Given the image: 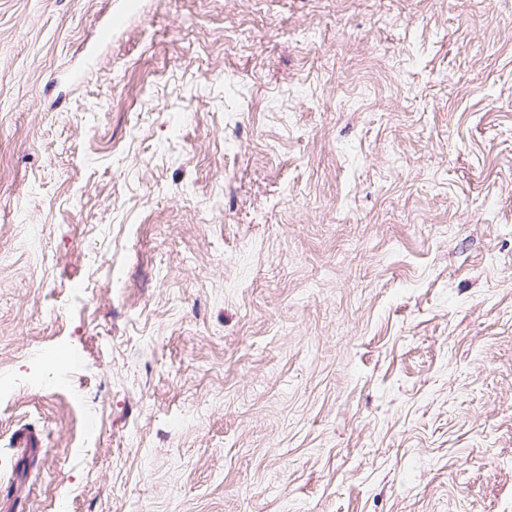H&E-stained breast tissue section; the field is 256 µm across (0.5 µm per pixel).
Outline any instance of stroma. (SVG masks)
Masks as SVG:
<instances>
[{
    "label": "stroma",
    "instance_id": "1",
    "mask_svg": "<svg viewBox=\"0 0 512 512\" xmlns=\"http://www.w3.org/2000/svg\"><path fill=\"white\" fill-rule=\"evenodd\" d=\"M1 487L512 512V0H0Z\"/></svg>",
    "mask_w": 512,
    "mask_h": 512
}]
</instances>
